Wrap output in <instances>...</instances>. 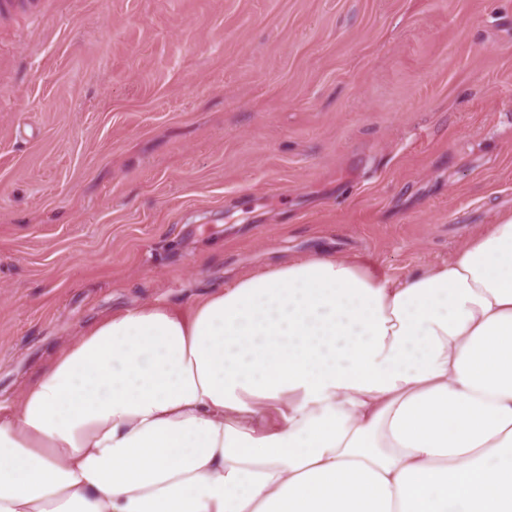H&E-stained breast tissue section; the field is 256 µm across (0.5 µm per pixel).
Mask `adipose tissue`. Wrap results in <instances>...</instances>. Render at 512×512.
<instances>
[{
	"mask_svg": "<svg viewBox=\"0 0 512 512\" xmlns=\"http://www.w3.org/2000/svg\"><path fill=\"white\" fill-rule=\"evenodd\" d=\"M0 512H512V214L94 322L0 406Z\"/></svg>",
	"mask_w": 512,
	"mask_h": 512,
	"instance_id": "ef3b65f1",
	"label": "adipose tissue"
}]
</instances>
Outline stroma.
<instances>
[{
  "mask_svg": "<svg viewBox=\"0 0 512 512\" xmlns=\"http://www.w3.org/2000/svg\"><path fill=\"white\" fill-rule=\"evenodd\" d=\"M512 213V0L0 5V403L113 310Z\"/></svg>",
  "mask_w": 512,
  "mask_h": 512,
  "instance_id": "obj_1",
  "label": "stroma"
}]
</instances>
